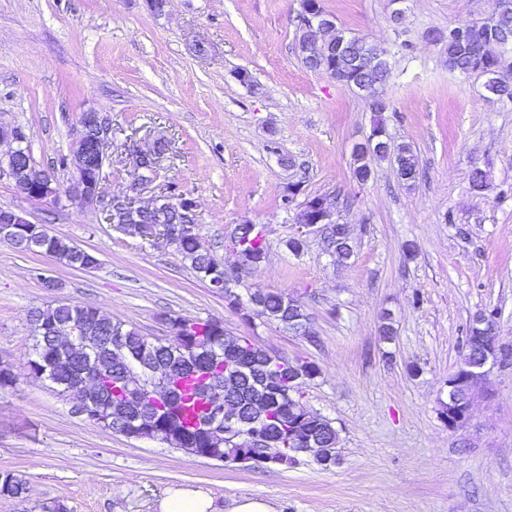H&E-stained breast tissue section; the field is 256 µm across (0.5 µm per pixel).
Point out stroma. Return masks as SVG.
<instances>
[{
	"label": "stroma",
	"instance_id": "35a3bbf8",
	"mask_svg": "<svg viewBox=\"0 0 512 512\" xmlns=\"http://www.w3.org/2000/svg\"><path fill=\"white\" fill-rule=\"evenodd\" d=\"M498 0H321L338 28L391 53L372 112L362 93L307 69L295 52L299 0H0V131L22 128L36 169L67 186L62 157L76 148L84 112L106 117L103 188L125 192L129 144L169 143L160 182L197 205L195 232L226 266L231 237L263 228L267 255L248 267L241 295L280 292L301 302L313 337L230 307L174 244L144 241L68 201L28 200L0 179V206L26 213L71 244L96 251L82 271L0 242V472L27 482V498L0 512H157L167 489L200 487L215 512L243 495L276 512H512V361L476 390L466 422L443 417L448 379L478 310L497 311L499 345L512 350V104L481 78L449 71L431 29L497 9ZM383 120L390 146L411 145L423 176L399 181L389 161L352 177V147ZM291 157L293 166L282 165ZM483 170L488 187L472 190ZM325 196L348 225L352 254L336 264L323 236L294 253L297 203ZM416 247L407 257L404 243ZM56 280L45 289L43 278ZM63 300L88 305L150 339H167L161 315L211 319L268 351L315 362L303 387L311 411L338 430L340 463L312 458L250 470L168 444L130 440L80 414L76 397L28 367L29 312ZM389 315L397 332L384 341Z\"/></svg>",
	"mask_w": 512,
	"mask_h": 512
}]
</instances>
